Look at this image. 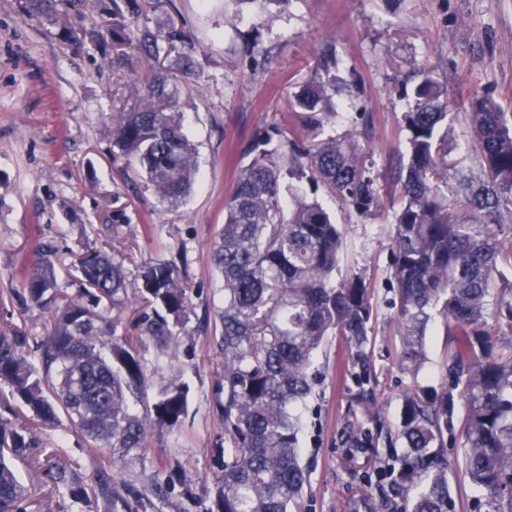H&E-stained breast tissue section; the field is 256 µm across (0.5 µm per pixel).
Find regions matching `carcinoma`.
I'll use <instances>...</instances> for the list:
<instances>
[{
	"mask_svg": "<svg viewBox=\"0 0 512 512\" xmlns=\"http://www.w3.org/2000/svg\"><path fill=\"white\" fill-rule=\"evenodd\" d=\"M320 73L299 87L304 112L335 114L336 53L318 59ZM406 150L399 156L394 215L393 278L398 310L400 364L417 376L426 360L424 336L433 312L443 318L452 349L449 386L408 394L399 431L401 466L390 469L401 497L396 512H451L448 462L440 455L445 433L458 430L462 469L480 492L482 512H512V244L499 241L512 221V114L485 95L467 103L483 178L463 179L448 190V103L425 77L407 94ZM112 161L143 174L163 204L177 206L197 176L196 149L175 110L174 89L153 74L137 107L122 112L114 130ZM250 162L225 203L224 226L212 253L222 281L219 354L224 398L221 475L216 512H305L309 470L302 460L299 409L315 396V358L328 337H345L344 361L365 364L373 308L366 279L356 273L336 281L347 244L345 230L298 188L281 195L282 171L329 188L361 217L374 214L380 193L367 155L345 139L306 148L279 128L249 142ZM468 210L455 214L448 195ZM112 238H96L76 263L86 300L69 297L56 282V251L21 270L29 301L50 308V330L33 361L16 339L0 334V382L42 425L65 416L91 448L112 453L96 495L117 508V479L146 447L149 432L172 428L188 412L187 390L172 369L177 328L189 318V284L164 261L145 263L133 283ZM140 301L128 330L97 311L103 301L123 303L128 288ZM155 344L156 400L144 402L149 378L141 356ZM464 401L455 417V398ZM353 448L371 443V431L347 423ZM37 445L32 431L0 419V512H21L26 489L4 451L22 456ZM40 465L56 484L72 468L45 453Z\"/></svg>",
	"mask_w": 512,
	"mask_h": 512,
	"instance_id": "1",
	"label": "carcinoma"
}]
</instances>
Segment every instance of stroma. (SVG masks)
<instances>
[{
  "mask_svg": "<svg viewBox=\"0 0 512 512\" xmlns=\"http://www.w3.org/2000/svg\"><path fill=\"white\" fill-rule=\"evenodd\" d=\"M159 39L151 57L139 42ZM335 43L336 102L341 119L311 122L294 106L299 85L314 76L326 43ZM169 72L181 113L196 145L199 174L178 207L161 204L145 179L112 163L113 115L133 107L131 83L155 70ZM444 89L452 122L448 152L457 170L480 177L465 151L471 128L463 105L488 94L512 113V0H51L33 13L28 0H0V332L33 353L42 341L47 310L24 298L20 268L46 248L60 259L59 287L77 297L75 261L87 240L123 227L138 264L174 259L192 288L190 318L174 354L188 388V413L173 428L154 430L123 481L135 484L128 512H213L224 427L216 411L222 380L217 340L224 305L211 251L224 225V205L235 174L246 166L241 149L257 130L287 128L305 143L351 136L374 163L381 204L373 220L326 188L316 197L348 229V249L337 279L370 278L375 318L369 334L371 381L358 386L341 366L342 337L318 356L317 398L301 410L303 460L310 469L307 512H375L360 491L348 455L374 460L370 448L350 449L346 423L396 429L414 383L432 389L448 381L450 344L440 324L425 336L427 362L419 379L398 366L399 340L391 321V226L396 193L390 168L404 149L406 87L423 73ZM40 447L56 451L82 478V498L54 488L32 459L14 466L28 488L24 512H104L91 489L112 467L108 450L88 448L67 419L37 432ZM445 454L453 512H475V496L458 462Z\"/></svg>",
  "mask_w": 512,
  "mask_h": 512,
  "instance_id": "obj_1",
  "label": "stroma"
}]
</instances>
